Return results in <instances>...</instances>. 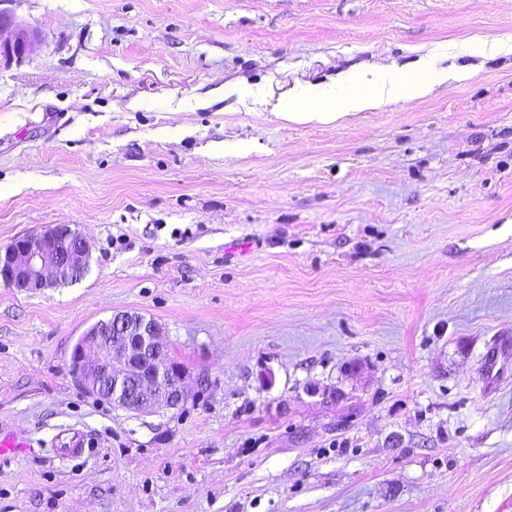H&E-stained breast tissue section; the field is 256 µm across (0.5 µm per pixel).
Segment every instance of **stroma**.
Segmentation results:
<instances>
[{
	"mask_svg": "<svg viewBox=\"0 0 512 512\" xmlns=\"http://www.w3.org/2000/svg\"><path fill=\"white\" fill-rule=\"evenodd\" d=\"M0 12L39 36L0 66V250L55 224L91 245L76 282L0 283V512H512V55L448 52L512 36V0ZM392 64L472 76L332 124L239 103ZM121 311L199 381L180 409L71 379Z\"/></svg>",
	"mask_w": 512,
	"mask_h": 512,
	"instance_id": "obj_1",
	"label": "stroma"
}]
</instances>
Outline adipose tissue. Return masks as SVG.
Segmentation results:
<instances>
[{
	"instance_id": "adipose-tissue-1",
	"label": "adipose tissue",
	"mask_w": 512,
	"mask_h": 512,
	"mask_svg": "<svg viewBox=\"0 0 512 512\" xmlns=\"http://www.w3.org/2000/svg\"><path fill=\"white\" fill-rule=\"evenodd\" d=\"M346 87V93L332 101L320 86H307L303 99L283 111L282 116L297 123H331L360 112L381 109L401 99L422 97L432 90L431 85L409 80L402 70L395 67L386 68L384 77L378 81L363 74L351 76Z\"/></svg>"
}]
</instances>
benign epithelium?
I'll return each instance as SVG.
<instances>
[{"instance_id": "1", "label": "benign epithelium", "mask_w": 512, "mask_h": 512, "mask_svg": "<svg viewBox=\"0 0 512 512\" xmlns=\"http://www.w3.org/2000/svg\"><path fill=\"white\" fill-rule=\"evenodd\" d=\"M34 32L16 27L13 39L0 40V60L22 57L33 49ZM91 246L69 224L50 226L14 240L0 251V282L37 291L87 272ZM161 323L121 312L92 324L78 338L67 365L85 394L139 414L178 409L192 396L188 374L163 343Z\"/></svg>"}]
</instances>
